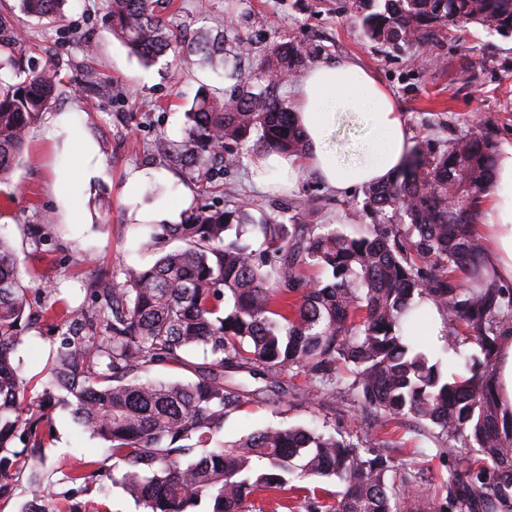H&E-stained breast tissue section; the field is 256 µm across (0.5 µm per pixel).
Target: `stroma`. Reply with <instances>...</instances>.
Segmentation results:
<instances>
[{
    "label": "stroma",
    "mask_w": 512,
    "mask_h": 512,
    "mask_svg": "<svg viewBox=\"0 0 512 512\" xmlns=\"http://www.w3.org/2000/svg\"><path fill=\"white\" fill-rule=\"evenodd\" d=\"M0 17L24 30L26 39L14 48L20 67H56L62 80L58 109L77 110L84 129L98 143L106 167L104 180L91 190V201L106 197L109 213L95 212L94 223H60L48 184L56 165L41 126L28 136V161L11 180L0 184V235L14 245L21 280L31 299H38L42 282H51L56 299L70 310L93 306L92 280L100 273L119 274L123 263L139 258L151 263L152 254L139 253V235L127 219L122 198L126 170L169 174L153 194L142 197L150 206L159 193L186 187L194 204L221 207L227 201L245 205L253 215H287L292 202L311 199L310 224L362 223V190L339 197L312 176H301L288 194H265L249 180V163L224 170L217 180L223 190L203 191L179 163L163 157L159 142L178 141L186 114L197 98H223L238 81L255 78L273 47L294 40L315 48L314 63L353 59L372 71L396 96L412 141L440 144L466 131L492 136L498 151L512 147V38L469 25L454 30L440 43L395 51L368 40L357 19L354 0H173L164 13L175 33L192 36L197 30H223L224 46L250 43L248 56L234 71L186 65L172 56L147 66L130 53L122 40L106 30L104 0H67L64 18L57 23L22 14L17 0H0ZM94 53H86V43ZM481 65L478 85L464 82L470 63ZM40 226L45 244L34 250L28 240L31 226ZM57 347L52 322L25 330L15 358L32 388H40ZM278 392L257 391L224 423L219 438L233 441L268 425L326 427L347 439L374 434L402 446L395 459L399 469L422 470L423 484L415 496H425L430 483L446 480L464 458L463 442H455L447 457L436 454L434 442L409 431L401 422L383 423L382 416L354 397L312 403L304 394L307 380L291 371L280 376ZM54 440L44 450L45 473L58 480L79 458L104 460L105 443L83 433L70 412L49 413Z\"/></svg>",
    "instance_id": "stroma-1"
}]
</instances>
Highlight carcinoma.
<instances>
[{
	"label": "carcinoma",
	"instance_id": "cac0c4a2",
	"mask_svg": "<svg viewBox=\"0 0 512 512\" xmlns=\"http://www.w3.org/2000/svg\"><path fill=\"white\" fill-rule=\"evenodd\" d=\"M36 19L60 17L63 0H19ZM160 0H107L109 31L142 61L173 53L184 62L224 63V35L178 42L159 14ZM366 38L393 49L438 41L462 24L512 37V0H383L359 17ZM313 50L292 40L276 45L260 83L243 84L214 103L197 101L180 141L158 150L190 171L239 166L247 144L301 154L307 144L277 94L281 74L294 78ZM61 94L56 71L0 79V182L22 162L29 128ZM494 141L469 132L442 145L419 142L397 174L363 190L364 230L306 224L304 200L288 221L255 219L239 205L193 208L179 224H152L141 249L149 265H125L122 278L93 280L95 307L81 315L33 306L15 248L0 236V499L26 481L22 512H86V491L104 463L80 459L63 472L69 489L45 485L43 448L51 438L47 410L63 407L112 449L113 483L146 512H246L258 493H285L302 477L338 481L336 503L317 491L306 512H403L418 484L397 471L396 442H353L305 427H273L215 448L209 442L245 402L246 373L267 388L285 369L311 383L306 397L348 374V389L389 420L429 426L438 455L462 439L475 454L440 484L429 485L435 512H512V417L497 402L492 368L498 339L512 332V291L497 285L473 226L491 193ZM176 242L166 251L162 244ZM326 275L313 281L304 269ZM460 271L463 279L451 277ZM429 301L448 321L447 346L465 333L481 356L443 367L422 352L410 323ZM52 318L60 339L41 393L23 403L28 382L14 354L21 332ZM211 361L195 379L155 380L157 366H188L199 347Z\"/></svg>",
	"mask_w": 512,
	"mask_h": 512
}]
</instances>
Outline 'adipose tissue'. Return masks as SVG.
Instances as JSON below:
<instances>
[{"instance_id":"1","label":"adipose tissue","mask_w":512,"mask_h":512,"mask_svg":"<svg viewBox=\"0 0 512 512\" xmlns=\"http://www.w3.org/2000/svg\"><path fill=\"white\" fill-rule=\"evenodd\" d=\"M293 94V112L308 149L302 155L255 152L251 178L258 189H289L306 172L342 195L356 187L386 181L399 167L409 146L410 132L393 94L358 63L342 60L317 64L295 86ZM346 117L358 120L368 130L365 148L351 162L344 161L339 150L329 144L332 131ZM41 136L60 147L62 161L56 166L52 191L61 223H93L90 188L104 172L98 146L82 130L73 111L55 114ZM75 153L81 156L82 165L73 175L64 160ZM146 183L144 173L137 170L126 177L122 193L129 206V222L178 223L189 191H182L179 202L165 197L144 209L140 202ZM481 210L486 260L499 279L512 281V148L505 151L494 189Z\"/></svg>"}]
</instances>
